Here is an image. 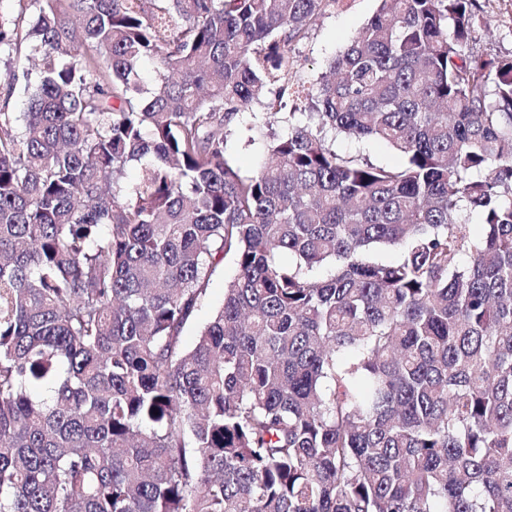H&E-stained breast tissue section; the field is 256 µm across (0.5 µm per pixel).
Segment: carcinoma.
<instances>
[{
    "mask_svg": "<svg viewBox=\"0 0 512 512\" xmlns=\"http://www.w3.org/2000/svg\"><path fill=\"white\" fill-rule=\"evenodd\" d=\"M30 2L0 19L38 69L0 112V512H512V57L467 51L476 0H380L304 122L254 104L336 0ZM251 119L245 114L232 127L229 137L228 158L240 173L250 174L261 159V146L259 141H251L254 136L249 130ZM336 150L353 155H359L377 165H397L402 161L401 156L386 143L376 140H358L355 138H337ZM235 274V268L232 260L225 259L224 264L216 271L208 283L207 303L199 310L196 322L185 333V342L190 345L198 331L212 317L214 311L221 306L224 301V288L231 281Z\"/></svg>",
    "mask_w": 512,
    "mask_h": 512,
    "instance_id": "carcinoma-1",
    "label": "carcinoma"
}]
</instances>
